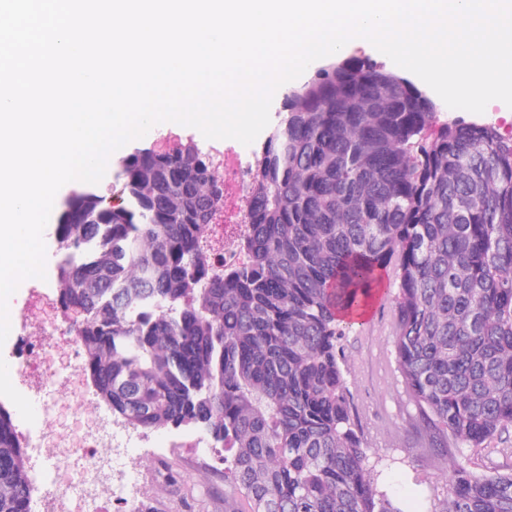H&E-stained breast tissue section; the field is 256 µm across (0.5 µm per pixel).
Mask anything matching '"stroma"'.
<instances>
[{
    "instance_id": "obj_1",
    "label": "stroma",
    "mask_w": 512,
    "mask_h": 512,
    "mask_svg": "<svg viewBox=\"0 0 512 512\" xmlns=\"http://www.w3.org/2000/svg\"><path fill=\"white\" fill-rule=\"evenodd\" d=\"M164 134L176 140H191L206 149L207 139L196 129L177 123L150 130L143 138L131 141L114 152L103 179L89 185V192L106 199L121 196L123 182L118 176L121 161L139 149L153 148ZM45 279L34 278L17 289L10 303L9 335L0 346V403L10 411L20 437L40 425L38 404L41 393L35 387H22L8 371L15 361L19 337L33 332L26 319L35 296L57 298L59 284L56 266L63 254L57 248L53 226H46ZM395 276L387 274L379 293L358 323L350 326L342 340L345 376L353 399V421L358 435L370 450L372 459L385 462L379 478L380 487L404 509L427 512L430 504L441 503L451 477L452 461H465L475 474L482 475L512 465L507 447L512 435L504 434L497 449L449 448L441 452L431 448L420 410L409 396L398 371L395 356L396 325L393 311ZM26 389L31 405L19 409L15 395ZM197 437L194 428L149 431L134 454L142 474L139 486L120 501L105 494L97 502L98 512H126L129 502L139 503L145 512H224L223 448H209L203 459H195L186 447Z\"/></svg>"
}]
</instances>
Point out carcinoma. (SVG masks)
<instances>
[{
	"label": "carcinoma",
	"mask_w": 512,
	"mask_h": 512,
	"mask_svg": "<svg viewBox=\"0 0 512 512\" xmlns=\"http://www.w3.org/2000/svg\"><path fill=\"white\" fill-rule=\"evenodd\" d=\"M366 58L285 95L250 169L243 266L204 238L221 198L194 144L123 164L125 198L56 216L58 303L83 310L85 374L129 424L224 448L249 512H405L380 490L344 375L345 328L395 273L396 359L439 446L512 429V138ZM27 452L0 404V512H31ZM512 512V471L452 466L443 506Z\"/></svg>",
	"instance_id": "obj_1"
}]
</instances>
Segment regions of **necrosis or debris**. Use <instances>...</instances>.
<instances>
[{
  "instance_id": "obj_1",
  "label": "necrosis or debris",
  "mask_w": 512,
  "mask_h": 512,
  "mask_svg": "<svg viewBox=\"0 0 512 512\" xmlns=\"http://www.w3.org/2000/svg\"><path fill=\"white\" fill-rule=\"evenodd\" d=\"M256 156L249 146L212 147L215 169L224 182L227 202L243 196L249 183L248 168ZM31 320L39 330L35 344L25 348L16 363L20 379L34 380L44 393L40 405L44 427L34 435L63 480H49L43 512H90L101 485H110L122 497L124 484L138 478L130 450L134 437L125 423H108L95 411L94 396L84 378L83 345L62 326V310L35 299Z\"/></svg>"
}]
</instances>
